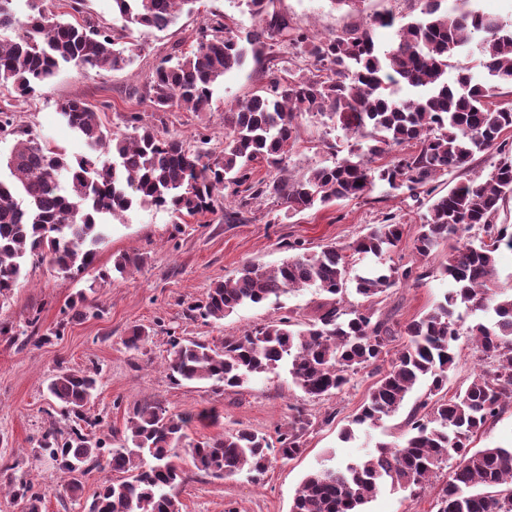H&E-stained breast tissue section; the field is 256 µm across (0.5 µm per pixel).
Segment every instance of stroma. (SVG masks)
Returning a JSON list of instances; mask_svg holds the SVG:
<instances>
[{
	"mask_svg": "<svg viewBox=\"0 0 512 512\" xmlns=\"http://www.w3.org/2000/svg\"><path fill=\"white\" fill-rule=\"evenodd\" d=\"M277 7L301 30L328 37L365 27L379 13L416 19L422 4L420 0H358L356 5L334 8L329 0H277ZM216 14L224 15L235 28L248 29L253 24L243 0H198L194 13L179 14L167 30L135 34L133 61L124 70L63 68L25 111L15 114L16 125L32 130L68 156L80 155L85 150L83 141L57 111L60 99L78 95L103 109L102 120L111 130L130 134L122 117L137 112L143 124L188 140L206 134L211 150L220 152L224 111L264 84L262 64L250 60L227 73L207 112H158L146 98L160 59L175 48L190 51L199 27ZM335 143V134L326 132L317 119H300L289 152L291 174L297 177L308 168L332 164ZM432 201L426 194L415 201L380 185L369 197L341 200L290 217L280 202L265 198L253 205L246 224L225 223L219 209L179 218L163 209L133 206L112 219L96 264L111 266L117 255L133 250L143 255L144 262L128 275L98 284L90 296L100 311L94 318L66 311L85 280L62 274L48 262L30 261L19 287L0 301V466L20 463L22 475L45 491V512H62L59 490L64 474L49 459H33L45 427L60 416L46 387L59 370L96 368L101 382L90 413L101 419L96 436L111 444L122 438L134 407L147 400L159 401L173 414H192L186 434L194 442L218 438L225 430L242 426L272 437L287 426L292 408H303L312 421L304 452L292 460L273 459L259 477L244 471L216 479L198 472L187 455L175 459L188 476L178 489L182 512H290L293 496L310 470L358 460L379 442H401L407 417L426 393L427 383L415 387L380 427L358 429L345 441L340 432L366 400L374 382L369 374L353 375L341 393L321 403L305 399L282 369L234 389L208 383L176 386L163 369L169 340L177 335L217 344L278 316L283 308L293 311L299 322L309 321L326 301L314 287L289 292L276 303L243 308L220 321L203 319L194 308L214 283L236 278L244 266L270 268L291 257V242L313 250L325 245L345 247L367 225L380 223L388 215L403 224L420 223ZM448 288L446 278L432 276L419 284L390 289L379 308L400 327L430 310ZM35 315L40 318L41 333L49 337L39 346L25 340L27 321ZM137 325L149 328L150 339L136 350L128 348L125 339ZM204 410L210 411V418L199 419Z\"/></svg>",
	"mask_w": 512,
	"mask_h": 512,
	"instance_id": "35a3bbf8",
	"label": "stroma"
}]
</instances>
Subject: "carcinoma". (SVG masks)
<instances>
[{
	"label": "carcinoma",
	"instance_id": "1",
	"mask_svg": "<svg viewBox=\"0 0 512 512\" xmlns=\"http://www.w3.org/2000/svg\"><path fill=\"white\" fill-rule=\"evenodd\" d=\"M197 0H113L111 26L83 17L84 0H69L68 18L48 0H0V87L13 91L14 104L0 109V134L15 143L6 159L10 178H0V300L17 287L31 257L64 273H83L96 261L106 219L133 205L167 209L178 216L214 212L217 193L233 188L237 205L224 210V223L244 224L253 201L275 198L291 214L360 198L378 184L393 191L418 190L466 167L475 155L498 156L482 180H467L437 197L416 225L413 249L423 265L390 264L354 269L358 257L389 256L400 247L405 225L387 216L366 228L352 245H326L266 268L244 267L232 280L215 284L200 315L222 320L298 288L315 287L330 300L314 321L297 328L290 314L271 318L243 335L209 344L175 337L164 371L173 385L210 383L237 388L288 366L292 384L312 402L337 394L351 375L370 370L378 376L367 399L342 431L377 427L396 413L419 383L424 399L408 418L403 443L376 445L365 457L334 468L314 469L302 479L290 512H364L363 505L383 489L400 488L419 496L437 483L436 512H512V447H471L512 406V284L499 281L497 258L512 251V225L498 224L500 209L512 199V106L489 102L499 87H512V25L469 6L440 12V0H423L421 16L405 22L377 15L370 25L326 39L295 28L275 0H246L252 27L240 36L223 18L200 29L197 46L167 55L155 67L148 99L157 112L175 107L210 109L214 87L248 58L268 63L267 85L224 113V149H207L200 134L191 144L148 126L135 112L124 123L134 137L110 131L80 97L58 101L60 114L84 139L90 152L75 159L53 149L32 131L14 125L13 112L27 105L66 65L123 70L132 63L133 29L163 31L177 13H192ZM396 28L387 47L375 43L372 27ZM290 48L313 69L288 68L278 50ZM487 70L493 84L471 83L474 67ZM456 72L448 82V71ZM317 118L329 131L354 140L347 155L331 165L286 175L288 146L297 119ZM265 162L274 177L253 178V163ZM448 246L442 274L452 288L421 317L395 330L377 305L388 290L433 271L424 265L440 246ZM143 257L123 253L112 269H99L88 285L139 268ZM353 286L360 301L344 305ZM491 315L461 334L454 307ZM407 338L390 359L395 335ZM475 370L453 394L449 374L464 349ZM98 371L61 369L47 391L72 424L50 426L38 447L67 475L62 496L82 512H181L177 489L187 480L173 462L184 448L195 468L211 477L231 478L243 470L264 472L276 455L299 456L313 422L297 411L277 433L276 442L248 428L224 436L187 441L188 415L168 413L158 402L133 409L120 442L85 432L99 425L87 416L97 389ZM120 474L106 479L91 501L81 502L83 478L94 470ZM8 475L11 497L20 512H43L45 495L16 475Z\"/></svg>",
	"mask_w": 512,
	"mask_h": 512
}]
</instances>
